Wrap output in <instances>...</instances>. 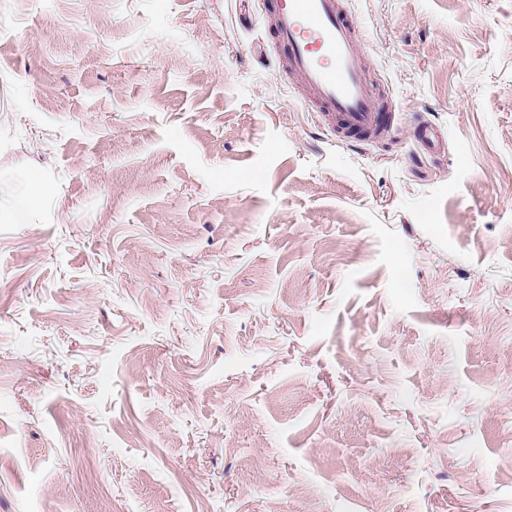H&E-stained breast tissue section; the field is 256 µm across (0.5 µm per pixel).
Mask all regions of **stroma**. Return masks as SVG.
Returning a JSON list of instances; mask_svg holds the SVG:
<instances>
[{"instance_id":"stroma-1","label":"stroma","mask_w":512,"mask_h":512,"mask_svg":"<svg viewBox=\"0 0 512 512\" xmlns=\"http://www.w3.org/2000/svg\"><path fill=\"white\" fill-rule=\"evenodd\" d=\"M346 3L365 143L259 0H0V512H512V0ZM42 189V181L37 174L31 177V186L28 192L16 196L10 206L11 215L15 220H19L25 209L31 204L32 200Z\"/></svg>"}]
</instances>
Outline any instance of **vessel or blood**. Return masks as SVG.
<instances>
[{"mask_svg":"<svg viewBox=\"0 0 512 512\" xmlns=\"http://www.w3.org/2000/svg\"><path fill=\"white\" fill-rule=\"evenodd\" d=\"M273 16L285 70L300 75L326 124L367 138L384 134V112L357 48L359 28L344 0H277Z\"/></svg>","mask_w":512,"mask_h":512,"instance_id":"1","label":"vessel or blood"}]
</instances>
